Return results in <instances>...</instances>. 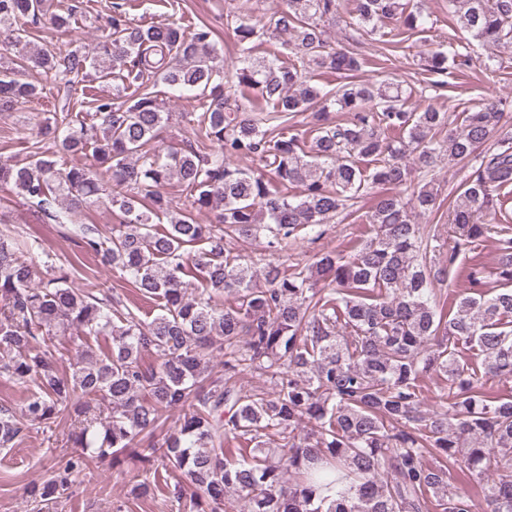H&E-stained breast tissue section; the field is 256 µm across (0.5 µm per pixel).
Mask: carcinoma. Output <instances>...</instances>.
Instances as JSON below:
<instances>
[{
    "instance_id": "cac0c4a2",
    "label": "carcinoma",
    "mask_w": 512,
    "mask_h": 512,
    "mask_svg": "<svg viewBox=\"0 0 512 512\" xmlns=\"http://www.w3.org/2000/svg\"><path fill=\"white\" fill-rule=\"evenodd\" d=\"M452 2L457 23L486 50L512 44V0ZM48 9V0H0V29L27 48L15 66L0 67V112L43 97L42 85L22 78L35 68L93 102L95 121L79 112L44 119L27 157L0 162V185L78 228L85 252L161 314L142 321L111 296L73 287L64 268L37 279L36 263L26 258L34 244L0 224V352L7 354L0 379L37 386L19 411L0 406V447H11L25 425L49 429L73 413L81 418L71 433L76 451L49 480L32 485L29 497H56L95 460L118 470L130 459L143 464L141 496L150 494L159 469L179 472L177 512H227L232 495L246 512H474L450 490L448 472L427 462L429 455H461L468 471L497 475L483 489L480 512H512V396H489L481 384L484 377L512 381V235L486 223L501 208L500 191L512 186V103L480 100L450 127L446 113L411 102L387 78L321 93L311 68L350 75L362 66L324 38L320 21L336 17L337 0H287L266 19H238L242 67L232 101L210 26L190 33L175 22L131 26L118 11L91 50L63 51L28 41L17 26ZM355 20L405 32L426 24L402 0H357ZM262 32L290 36L294 59L253 57ZM425 62L427 72L443 76L471 68L473 58L438 51ZM93 73L137 87L121 101L101 98L86 84ZM158 82L194 93L197 105L183 118L209 150L189 146L162 157L147 149L167 120L149 88ZM304 112L306 129L288 125ZM333 112L351 119L338 123ZM445 127L448 134L436 138ZM491 140L448 207L453 244L446 247L413 219L436 206L430 172L444 159H470ZM88 150L91 165L63 161ZM238 156L259 158L269 174L230 168ZM363 161L374 163L371 172ZM417 169L426 181L405 198L398 189ZM174 181L196 210H218L217 223L175 210L165 192ZM368 181L381 186L366 215L370 235L347 252L289 263L288 244L321 238L322 226ZM290 184L303 187L300 196L288 194ZM101 204L120 212L106 234L84 222ZM162 216L169 224L159 229ZM262 231L274 262L262 265L227 246ZM493 231L497 289L486 290L475 269L471 292L444 313L436 285L451 281L460 255ZM322 280L336 287H317ZM216 294L232 303L218 307ZM72 330L110 335L116 344L84 350L83 365L67 376L53 338ZM461 346L478 353L481 370L460 358ZM145 351L156 355L154 363L142 361ZM215 352L224 357L221 380L209 377ZM429 373L444 379L432 410L420 385ZM247 375L268 378L272 391H242L238 381ZM177 406L178 428L165 433ZM305 419L313 429L300 428ZM276 438L281 443L270 447ZM228 439L253 446L254 455L228 459Z\"/></svg>"
}]
</instances>
